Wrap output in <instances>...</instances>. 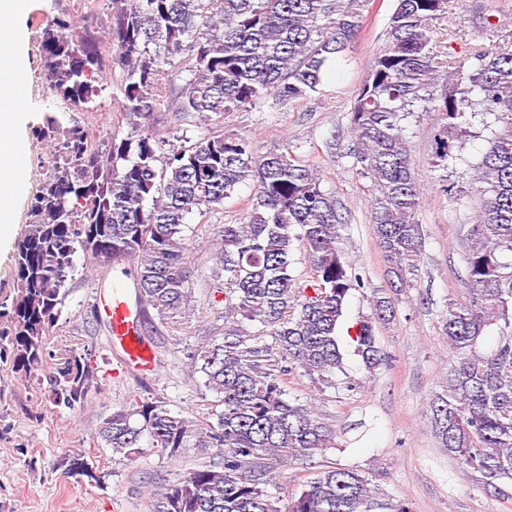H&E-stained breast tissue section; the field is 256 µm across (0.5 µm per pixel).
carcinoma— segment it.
Listing matches in <instances>:
<instances>
[{
	"label": "carcinoma",
	"mask_w": 512,
	"mask_h": 512,
	"mask_svg": "<svg viewBox=\"0 0 512 512\" xmlns=\"http://www.w3.org/2000/svg\"><path fill=\"white\" fill-rule=\"evenodd\" d=\"M369 2L110 0L112 53L64 15L37 40L43 96L66 114L97 112L111 86L131 132L120 138L105 131L99 150L78 118L65 127L45 118L47 132L58 135L57 156L42 167L15 244L17 294L0 333L15 372L43 366L44 337L79 249L96 261L133 266L141 309L162 320L186 317L195 273L182 235L187 217L224 205L247 179L255 184L240 223L224 225L213 243L212 272L224 274L229 315L260 322L277 356L250 346V332L233 318L221 340L193 355L221 406L213 411L216 422L136 400L99 428L112 453L126 457L141 453L145 435L169 457L218 449L220 461L173 483H146L150 512H412L404 503L380 502L369 478L336 463L301 484L286 505L265 489L272 465L321 453L333 438L312 405L288 399L285 377L322 380L343 368V308L366 283L338 246L341 203L286 145L261 153L247 136L208 133L168 150L156 132L163 112L207 119L270 97L292 103L322 92L329 64L350 51ZM447 13L448 0H396L384 43L352 100L350 155L356 174L371 181L372 233L393 277L391 292L399 295L411 288L425 247L417 220L422 189L403 121L417 103L435 116L432 166L447 171L441 188L457 201L463 191L450 175L471 119L481 117L490 130L474 166L479 203L466 235L465 296L441 315L451 354L446 385L428 412L440 447L484 490L499 494L512 483V262L503 261L512 253V50L478 44L461 58L442 56L436 22ZM298 250L310 267L303 284L292 267ZM372 302V314L348 330L369 370L385 360L376 329L394 316L386 293L373 292ZM492 328L495 345L480 348ZM93 380L87 356L64 358L48 375L52 402L85 403Z\"/></svg>",
	"instance_id": "cac0c4a2"
}]
</instances>
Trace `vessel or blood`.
I'll return each instance as SVG.
<instances>
[{"label":"vessel or blood","instance_id":"b4317fda","mask_svg":"<svg viewBox=\"0 0 512 512\" xmlns=\"http://www.w3.org/2000/svg\"><path fill=\"white\" fill-rule=\"evenodd\" d=\"M98 306L111 327V342L121 348L124 362L132 371L146 373L154 368V357L139 336V319L134 305L120 290L99 288Z\"/></svg>","mask_w":512,"mask_h":512}]
</instances>
